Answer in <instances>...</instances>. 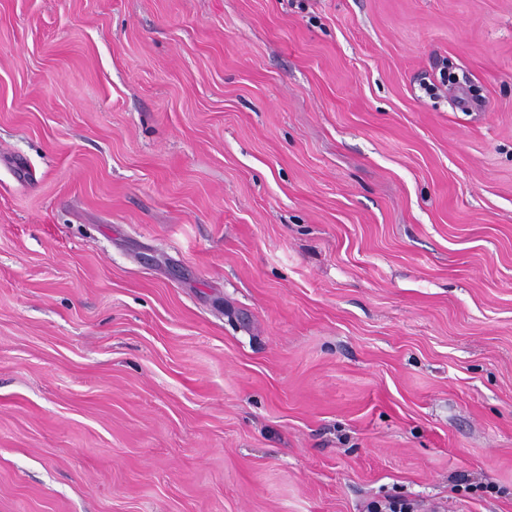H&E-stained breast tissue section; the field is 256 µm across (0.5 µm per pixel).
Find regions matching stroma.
Wrapping results in <instances>:
<instances>
[{"instance_id": "obj_1", "label": "stroma", "mask_w": 512, "mask_h": 512, "mask_svg": "<svg viewBox=\"0 0 512 512\" xmlns=\"http://www.w3.org/2000/svg\"><path fill=\"white\" fill-rule=\"evenodd\" d=\"M389 496L512 512V0H0V512Z\"/></svg>"}]
</instances>
